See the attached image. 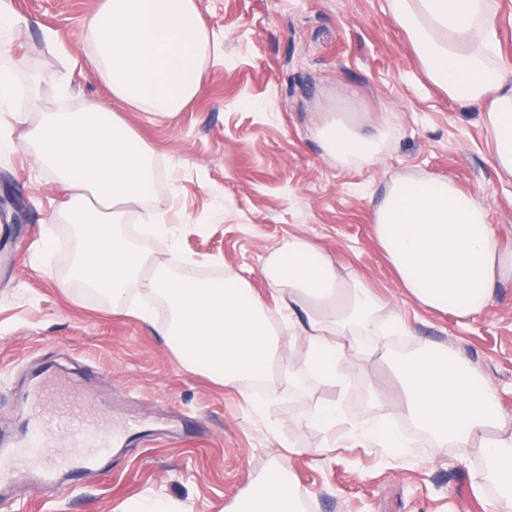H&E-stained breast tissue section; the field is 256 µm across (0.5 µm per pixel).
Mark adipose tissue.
<instances>
[{
  "label": "adipose tissue",
  "instance_id": "obj_1",
  "mask_svg": "<svg viewBox=\"0 0 512 512\" xmlns=\"http://www.w3.org/2000/svg\"><path fill=\"white\" fill-rule=\"evenodd\" d=\"M428 78L449 99L481 109L496 168L512 178V62L494 51L493 0H387ZM84 47L113 102L175 119L200 92L212 35L198 0H101L87 17ZM112 104L84 101L75 111L46 110L20 140H0V152L27 150L63 187L59 213L74 247L62 287L79 283L133 310L187 370L223 385H296L290 369L274 371L287 332L303 339L319 379L336 381L369 364L355 338L381 331L384 301L356 277H344L317 242L299 238L276 249L261 273L277 295L268 305L247 280L190 279L155 264L126 230L129 213L150 225L179 253V237L147 208L157 181L152 150L137 143ZM365 119L329 114L314 129L327 154L345 165L375 166L389 124L365 131ZM374 236L392 264L399 288L423 308L469 319L486 312L496 288L512 282V249L501 246L481 198L448 177L425 175L387 184L372 209ZM163 303L154 323L148 305L130 306L129 288ZM404 396L396 403L435 448L480 445L500 487L492 512H512V418L492 388L479 385L467 359L428 349L400 360ZM231 512H302L280 463L254 482Z\"/></svg>",
  "mask_w": 512,
  "mask_h": 512
}]
</instances>
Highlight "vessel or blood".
Here are the masks:
<instances>
[{"label":"vessel or blood","instance_id":"obj_1","mask_svg":"<svg viewBox=\"0 0 512 512\" xmlns=\"http://www.w3.org/2000/svg\"><path fill=\"white\" fill-rule=\"evenodd\" d=\"M112 442L80 402L49 409L34 396L27 441L0 450V482L31 469L37 485L55 484L60 474L100 467Z\"/></svg>","mask_w":512,"mask_h":512}]
</instances>
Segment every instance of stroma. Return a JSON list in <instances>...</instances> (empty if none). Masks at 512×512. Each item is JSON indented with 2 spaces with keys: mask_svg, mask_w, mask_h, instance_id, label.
I'll return each instance as SVG.
<instances>
[{
  "mask_svg": "<svg viewBox=\"0 0 512 512\" xmlns=\"http://www.w3.org/2000/svg\"><path fill=\"white\" fill-rule=\"evenodd\" d=\"M13 27L0 41V65L37 74L40 107L105 100L90 68L83 22L100 0H1ZM214 39L212 61L193 102L173 121L131 109L119 114L160 161L152 200L177 229L182 264L164 240L141 239L162 265L184 276L220 267L244 277L267 303L261 274L271 250L288 239L318 242L342 272L357 276L410 325L408 339L372 343L371 370L342 385L314 378L300 337L284 339L280 360L298 374L297 390L267 388L252 410L243 388L184 369L162 336L111 302L57 288L71 233L57 218L62 189L22 149L0 154V197L22 198L14 216L0 208V448L15 444L35 388L48 404L61 387L86 390L102 429L126 422L141 432L109 452L105 470L74 483L34 490L24 479L0 496V512H131L144 497L169 512H228L273 461L286 463L306 512H490L492 482L475 483L485 458L474 448L440 446L394 454L353 436L389 414L401 383L397 350H461L512 417V283L491 310L462 320L430 312L398 288L379 248L370 213L385 184L428 174L479 194L502 247L512 248V180L500 178L480 111L448 99L426 78L387 0H199ZM57 32L66 51L44 40ZM330 112L391 120L381 164L343 166L325 155L313 130ZM49 265L30 263L45 240ZM341 406L328 429L322 409Z\"/></svg>",
  "mask_w": 512,
  "mask_h": 512,
  "instance_id": "stroma-1",
  "label": "stroma"
}]
</instances>
